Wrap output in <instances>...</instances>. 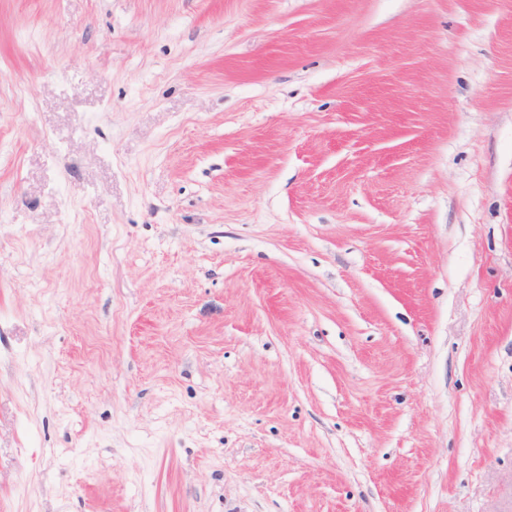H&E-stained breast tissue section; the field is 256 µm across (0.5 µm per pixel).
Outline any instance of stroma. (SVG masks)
<instances>
[{
    "label": "stroma",
    "instance_id": "obj_1",
    "mask_svg": "<svg viewBox=\"0 0 512 512\" xmlns=\"http://www.w3.org/2000/svg\"><path fill=\"white\" fill-rule=\"evenodd\" d=\"M0 512H512V0H0Z\"/></svg>",
    "mask_w": 512,
    "mask_h": 512
}]
</instances>
